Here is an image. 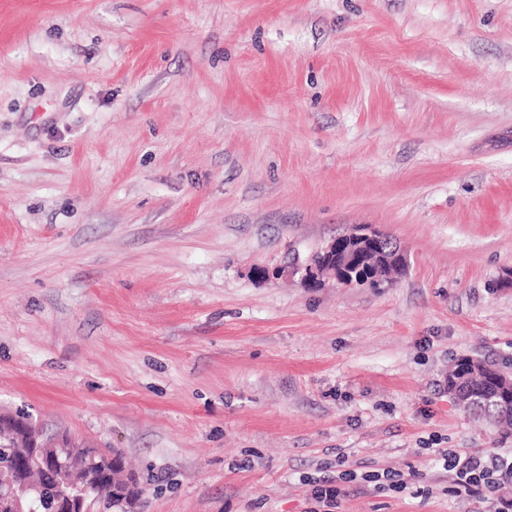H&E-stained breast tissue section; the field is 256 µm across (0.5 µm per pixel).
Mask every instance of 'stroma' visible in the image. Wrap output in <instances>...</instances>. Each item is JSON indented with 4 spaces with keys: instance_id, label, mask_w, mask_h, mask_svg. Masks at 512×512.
<instances>
[{
    "instance_id": "obj_1",
    "label": "stroma",
    "mask_w": 512,
    "mask_h": 512,
    "mask_svg": "<svg viewBox=\"0 0 512 512\" xmlns=\"http://www.w3.org/2000/svg\"><path fill=\"white\" fill-rule=\"evenodd\" d=\"M367 224L401 275L301 282ZM460 357L512 374V0H0V412L133 512H494ZM113 450L116 452H120L118 449L112 448V460L102 459L100 465L97 467V483L92 485L89 489V495L91 497L104 496L107 487L110 484H112L113 462L118 463L120 461H123L121 459L116 458V455L113 453ZM443 465L456 470L458 485L469 494H496L494 498L495 512H511L512 498L499 494L502 482L512 481V466L504 469L494 455L472 454L461 460V456L453 452L440 453Z\"/></svg>"
}]
</instances>
